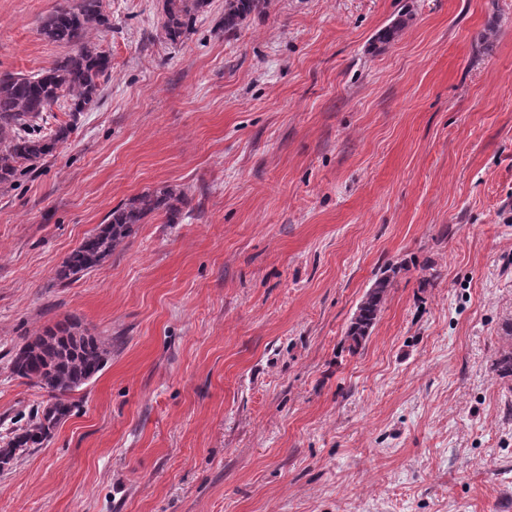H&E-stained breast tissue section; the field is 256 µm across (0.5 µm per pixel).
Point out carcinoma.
Here are the masks:
<instances>
[{"instance_id":"carcinoma-1","label":"carcinoma","mask_w":512,"mask_h":512,"mask_svg":"<svg viewBox=\"0 0 512 512\" xmlns=\"http://www.w3.org/2000/svg\"><path fill=\"white\" fill-rule=\"evenodd\" d=\"M270 0H224V30L234 31L252 14L266 12ZM207 0H164L162 30L175 44L193 29ZM112 27L103 0H76L46 16L39 27L44 40L72 51L36 74H0V186L8 189L22 176L34 175L43 162L71 135L72 123L98 101L112 70L109 55L89 40L93 31ZM68 108L72 122L44 126L45 113L55 105ZM183 196L143 192L112 210L106 223L86 237L67 257L61 280H78L112 256L147 215L163 212L167 222L178 219ZM390 277L374 281L356 308L348 337L358 346L368 336L391 288ZM109 346L78 323L64 320L46 327L15 353L11 364L20 378L44 390L49 403L17 427L0 446V469L19 451L48 442L73 408L71 395L103 370Z\"/></svg>"}]
</instances>
